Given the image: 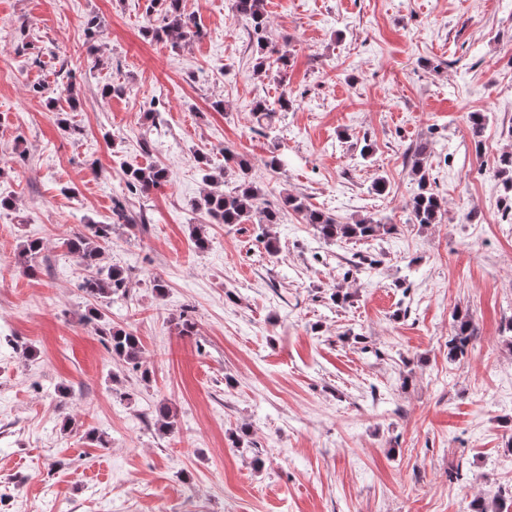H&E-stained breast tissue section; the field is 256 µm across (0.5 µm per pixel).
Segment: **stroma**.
Here are the masks:
<instances>
[{
    "instance_id": "obj_1",
    "label": "stroma",
    "mask_w": 512,
    "mask_h": 512,
    "mask_svg": "<svg viewBox=\"0 0 512 512\" xmlns=\"http://www.w3.org/2000/svg\"><path fill=\"white\" fill-rule=\"evenodd\" d=\"M148 5L0 0V512H470L512 495V0H266L262 73L233 0H182L202 35L177 49L147 34ZM66 79L73 97L51 95ZM285 94L261 133L255 102ZM423 140L445 200L428 225L407 207ZM226 146L266 201L390 232L327 242L291 212L272 253L257 225L211 223L192 204L203 167L234 187ZM148 166L167 182L129 191ZM117 202L130 221L103 264L132 283L103 310L139 336L147 383L85 323L64 245ZM459 313L476 331L452 360ZM42 248L43 244L39 239H29L23 245L18 254L17 265L24 274L28 276L36 274L37 269L33 264V260L41 252Z\"/></svg>"
}]
</instances>
